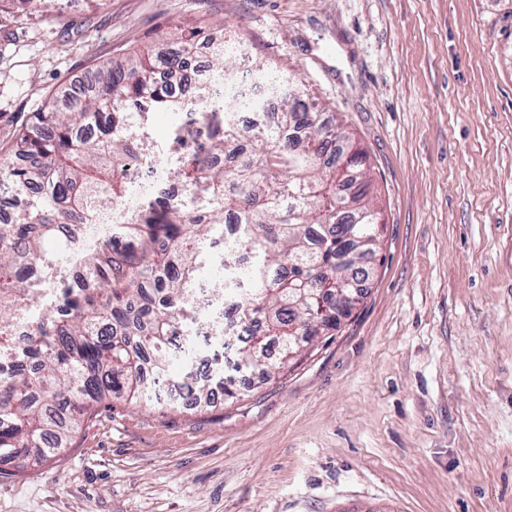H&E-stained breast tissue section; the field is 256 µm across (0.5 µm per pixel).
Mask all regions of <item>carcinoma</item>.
Returning a JSON list of instances; mask_svg holds the SVG:
<instances>
[{
	"label": "carcinoma",
	"instance_id": "obj_1",
	"mask_svg": "<svg viewBox=\"0 0 512 512\" xmlns=\"http://www.w3.org/2000/svg\"><path fill=\"white\" fill-rule=\"evenodd\" d=\"M193 49L186 41L166 60L165 84L144 49L124 65H103L88 86L57 93L0 155L17 198L12 222L0 224V360L15 363L0 374V460H50L112 399L173 412L210 404L212 380L189 370L175 381L170 368L194 354L193 282L225 217L238 234L222 260L216 339L229 326L248 334L233 373L219 378L229 397L237 379L255 370L276 379L336 328L321 304L336 312L360 284L355 258L376 253L380 212L350 133L335 118L322 122L305 85L272 66L259 71L280 112L263 128H239L230 117L239 106L234 61L225 53L213 62L224 100L205 91L175 97ZM155 112H194L218 130L173 158L189 197L139 200L128 223L112 225L111 241L79 251L71 225L129 198V163L166 148L151 138ZM339 172L356 190L336 192ZM62 262L73 273L58 278ZM19 317L33 323L22 346L9 339Z\"/></svg>",
	"mask_w": 512,
	"mask_h": 512
}]
</instances>
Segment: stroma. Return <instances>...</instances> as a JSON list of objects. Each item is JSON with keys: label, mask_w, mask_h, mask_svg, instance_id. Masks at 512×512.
<instances>
[{"label": "stroma", "mask_w": 512, "mask_h": 512, "mask_svg": "<svg viewBox=\"0 0 512 512\" xmlns=\"http://www.w3.org/2000/svg\"><path fill=\"white\" fill-rule=\"evenodd\" d=\"M200 25L365 151L367 290L278 382L115 401L49 461H1L0 512H512V0H6L0 150L59 88Z\"/></svg>", "instance_id": "obj_1"}]
</instances>
